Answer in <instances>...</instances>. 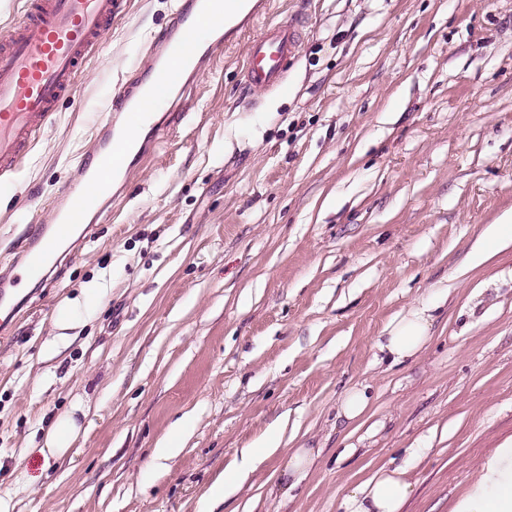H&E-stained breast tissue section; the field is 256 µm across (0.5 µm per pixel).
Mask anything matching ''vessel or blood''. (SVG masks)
Segmentation results:
<instances>
[{
  "label": "vessel or blood",
  "mask_w": 512,
  "mask_h": 512,
  "mask_svg": "<svg viewBox=\"0 0 512 512\" xmlns=\"http://www.w3.org/2000/svg\"><path fill=\"white\" fill-rule=\"evenodd\" d=\"M25 4L24 21L0 30V176L12 175L20 168L53 108L79 81L99 50L117 0H25ZM207 15V0H180L172 27L150 47L147 83L133 80L124 85L112 104L116 116L137 115L145 97L159 105L171 102L173 91L183 88L196 69L213 63L224 47V28L231 20L219 15L211 17L208 26H201V18ZM196 27L201 30L203 50L189 55L178 34ZM300 46L301 35L294 22L268 28L248 47L243 63L245 82L270 92L284 90L288 62ZM123 135L114 119L102 124L95 156L107 157L113 142ZM92 206L89 199L69 193L60 196L52 221L30 238L21 257L29 275L42 276L51 260L48 240L59 237L65 225L77 223L78 212Z\"/></svg>",
  "instance_id": "vessel-or-blood-1"
}]
</instances>
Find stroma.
I'll return each mask as SVG.
<instances>
[{"label": "stroma", "instance_id": "35a3bbf8", "mask_svg": "<svg viewBox=\"0 0 512 512\" xmlns=\"http://www.w3.org/2000/svg\"><path fill=\"white\" fill-rule=\"evenodd\" d=\"M178 0H122L75 91L0 194V270L79 190L78 161ZM298 19L287 91L248 90L247 44ZM123 193L65 242L0 322V497L13 512H343L383 467L404 512H448L512 436V247L475 264L512 211V0H268L180 97ZM107 300L64 330L65 300ZM435 306L418 358L384 325ZM368 388L345 424L340 397ZM90 404L65 457L34 453ZM186 421L171 459L154 451ZM319 456L290 493L269 456L228 502L207 494L270 432Z\"/></svg>", "mask_w": 512, "mask_h": 512}]
</instances>
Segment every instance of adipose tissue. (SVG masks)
<instances>
[{"label":"adipose tissue","mask_w":512,"mask_h":512,"mask_svg":"<svg viewBox=\"0 0 512 512\" xmlns=\"http://www.w3.org/2000/svg\"><path fill=\"white\" fill-rule=\"evenodd\" d=\"M431 310L427 303L412 307L383 328L378 347L392 363L413 359L423 350L431 335ZM79 431L80 426L72 415L60 416L46 430L37 450L48 460L63 457ZM279 449V441L272 440L263 447L249 448L248 453L260 459L265 453ZM284 452L287 461L279 477L285 490L290 491L306 478L315 453L303 447ZM412 490L407 471L383 469L364 486L353 489L345 497L343 507L345 512H402ZM448 512H512V437L500 442L475 467L470 481L450 501Z\"/></svg>","instance_id":"adipose-tissue-1"}]
</instances>
